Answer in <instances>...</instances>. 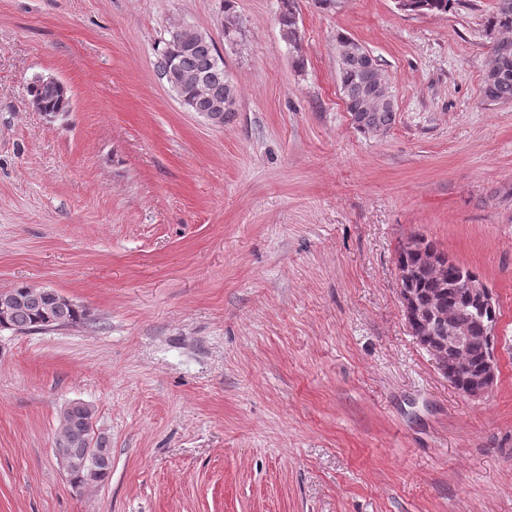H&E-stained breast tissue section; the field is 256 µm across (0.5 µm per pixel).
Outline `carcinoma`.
<instances>
[{
    "label": "carcinoma",
    "mask_w": 512,
    "mask_h": 512,
    "mask_svg": "<svg viewBox=\"0 0 512 512\" xmlns=\"http://www.w3.org/2000/svg\"><path fill=\"white\" fill-rule=\"evenodd\" d=\"M417 13L446 14L460 0H412ZM298 0H281L278 23L283 37L294 50H300L301 31L296 24ZM486 28L497 36L490 45V63L483 79V94L490 102L512 101V0H495L486 18ZM365 47L345 34L336 37L337 77L348 104V111L357 113V123L363 132L378 133L391 127L397 116L395 102L386 105L373 103V75L366 68L359 51ZM176 64L171 89L181 100H193L203 110L222 106L217 113L219 123L237 111V91L226 70L224 59L212 40H198L188 31L174 28L159 53L156 68L170 70ZM32 103L45 112H67L70 99L67 88L60 84H43L35 79L30 83ZM397 269L402 272L405 288L411 294V315L407 323L413 335L430 337L431 348L444 353V364H454L455 357L448 352V311L462 317L473 311L465 294L451 287L461 265L448 258L434 243L423 237H414L399 251ZM15 304L10 309L5 329L26 333L44 328L75 325L86 315L85 310L67 297L47 288L18 284L11 289ZM494 338L483 334L476 326L468 350L469 365L480 371ZM95 409L83 402H72L59 413L65 423V435L72 454L81 456L89 443L101 449V456L67 474L70 487L76 491L106 482L112 473V448L109 439L92 440Z\"/></svg>",
    "instance_id": "carcinoma-1"
}]
</instances>
